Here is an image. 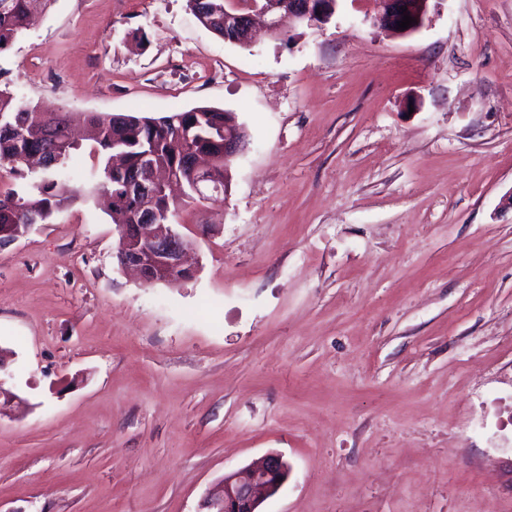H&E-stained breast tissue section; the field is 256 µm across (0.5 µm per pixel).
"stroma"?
<instances>
[{
    "mask_svg": "<svg viewBox=\"0 0 512 512\" xmlns=\"http://www.w3.org/2000/svg\"><path fill=\"white\" fill-rule=\"evenodd\" d=\"M376 0L242 48L187 0H51L0 89L76 116L236 114L191 278L123 270L77 198L0 248V512H198L281 452L262 512H512V0ZM429 0H377L380 19L388 28H396L397 21H401L403 14H409L416 19L410 28L400 33H413L423 26L428 11ZM402 7H407L406 12H402Z\"/></svg>",
    "mask_w": 512,
    "mask_h": 512,
    "instance_id": "35a3bbf8",
    "label": "stroma"
}]
</instances>
